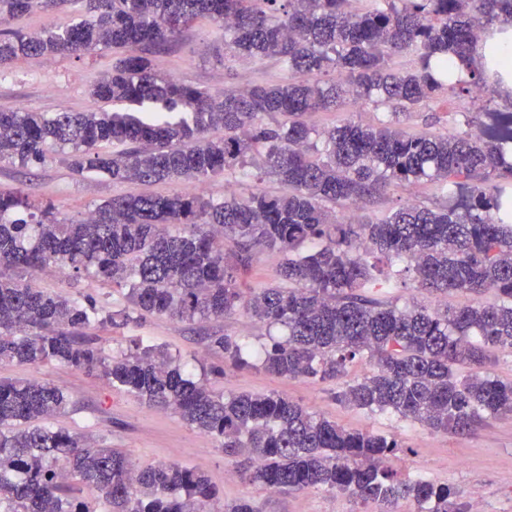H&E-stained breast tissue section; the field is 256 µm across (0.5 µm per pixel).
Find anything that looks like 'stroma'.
<instances>
[{
	"instance_id": "stroma-1",
	"label": "stroma",
	"mask_w": 512,
	"mask_h": 512,
	"mask_svg": "<svg viewBox=\"0 0 512 512\" xmlns=\"http://www.w3.org/2000/svg\"><path fill=\"white\" fill-rule=\"evenodd\" d=\"M112 67V58L96 53L79 57H22L0 70V110L33 112L91 108L90 85ZM159 73L215 92L241 85L277 83L288 74L272 58L237 67L224 66V35L207 21L187 29L181 39L155 57ZM512 104L499 94L447 92L440 99L415 106L400 115L399 126L409 133H483L490 112H507ZM24 187L35 199L53 202L62 216L78 219L88 209L118 195L137 194L135 183L115 184L98 177L73 176L58 158L21 169L0 165V189ZM413 202L430 208L447 206L448 197L434 182L390 189L365 213L376 218ZM137 335L155 344L180 350L186 360L200 359L224 369L219 385L228 392L286 395L310 410L350 428L370 430L399 440L403 450L390 465L402 474L422 477L454 488L466 512H512V414L486 416L469 431L432 432L391 412L368 413L336 399L334 383L286 379L255 369L225 365L207 347V336H265L264 325L237 314L218 322L189 323L149 316ZM49 382L69 392L74 405L56 418V425L103 439L138 462L176 463L205 472L231 501L248 497L256 512H378L375 503H360L347 493L307 490L281 494L242 483L228 475L224 454L209 436L190 428L175 414L151 409L134 397L110 387L98 376L55 363L38 367L0 365V378Z\"/></svg>"
}]
</instances>
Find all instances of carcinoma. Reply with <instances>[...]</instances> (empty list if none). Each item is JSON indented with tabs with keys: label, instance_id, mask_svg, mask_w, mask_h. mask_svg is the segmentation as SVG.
I'll list each match as a JSON object with an SVG mask.
<instances>
[{
	"label": "carcinoma",
	"instance_id": "carcinoma-1",
	"mask_svg": "<svg viewBox=\"0 0 512 512\" xmlns=\"http://www.w3.org/2000/svg\"><path fill=\"white\" fill-rule=\"evenodd\" d=\"M84 3L63 28L0 29V67L26 56L108 52L112 68L89 88L84 112L0 111V164L55 155L77 177L114 183L249 181L223 199L200 193L114 196L71 220L22 187L0 190V364L57 363L100 376L141 403L171 411L210 436L246 483L270 491H341L393 512H463L456 493L411 479L386 461L392 437L348 429L277 393H226L178 351L132 336L116 350L86 331L136 328L147 316L207 323L244 314L283 336H211L238 369L340 381L366 357L375 370L336 397L390 411L432 431L464 432L512 413V381L490 371L491 350L512 354V186L497 183L512 144V113L492 112L485 136L409 134L351 118L327 130L306 117L348 100L407 112L452 90L481 88L485 73L453 81L448 59H469L479 32L512 0H0V24ZM224 31L229 61L274 57L288 81L215 93L157 74L153 55L193 24ZM412 52L401 70L393 57ZM333 72L337 80L321 76ZM221 128L224 135L212 130ZM267 178L277 195L259 188ZM446 184L448 206L407 203L379 219L340 221L334 205L363 207L393 187ZM404 264L419 287L462 292L468 304L399 307L370 295L375 266L361 249ZM264 253L282 256L276 283L241 288ZM48 267L112 285L70 296L33 286ZM498 301L484 304L488 291ZM70 396L48 383L0 379V512H256L224 502L202 471L141 465L126 452L48 421ZM247 456V462L238 458Z\"/></svg>",
	"mask_w": 512,
	"mask_h": 512
}]
</instances>
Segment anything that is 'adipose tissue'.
Returning a JSON list of instances; mask_svg holds the SVG:
<instances>
[{
	"label": "adipose tissue",
	"mask_w": 512,
	"mask_h": 512,
	"mask_svg": "<svg viewBox=\"0 0 512 512\" xmlns=\"http://www.w3.org/2000/svg\"><path fill=\"white\" fill-rule=\"evenodd\" d=\"M482 70H496L502 76L498 85L499 93L507 99H512V20L502 19L495 29L492 37L486 38L477 44L472 53L470 62L454 61L452 68L455 78L464 79L469 75L471 67Z\"/></svg>",
	"instance_id": "ef3b65f1"
}]
</instances>
